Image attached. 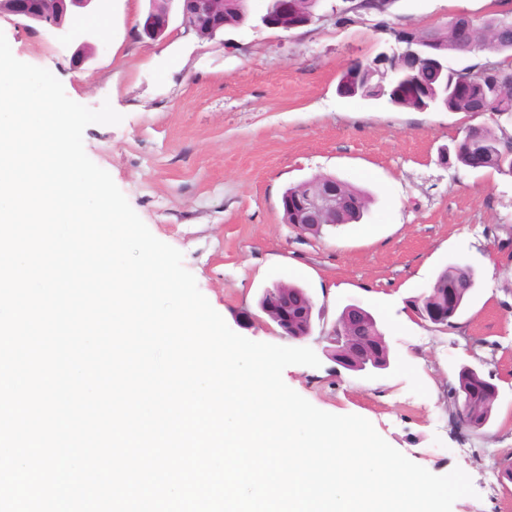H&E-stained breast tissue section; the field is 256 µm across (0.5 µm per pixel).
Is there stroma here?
<instances>
[{"label": "stroma", "mask_w": 512, "mask_h": 512, "mask_svg": "<svg viewBox=\"0 0 512 512\" xmlns=\"http://www.w3.org/2000/svg\"><path fill=\"white\" fill-rule=\"evenodd\" d=\"M150 0H112L113 37L82 66L48 29L1 17L14 57L43 67L77 103L123 116L89 125L88 157L106 170L160 241L184 255L200 292L236 333L287 345L258 300L295 283L318 312L307 347L321 365L284 369L287 386L320 410L372 423L392 447L436 475L461 468L475 496L452 512H512V177L445 163L469 126L490 113L419 112L340 96L344 68L391 50L393 30L481 17L485 0H396L391 13L336 21L345 0H323L320 23L296 30L244 25L213 38L139 40ZM331 175L367 191L361 223L300 235L282 221L293 184ZM452 263L477 286L454 328L418 324L410 302ZM355 303L377 321L389 369L345 370L321 334ZM250 325H241L243 315ZM497 388L490 422L461 436L448 421V387L461 367Z\"/></svg>", "instance_id": "obj_1"}]
</instances>
